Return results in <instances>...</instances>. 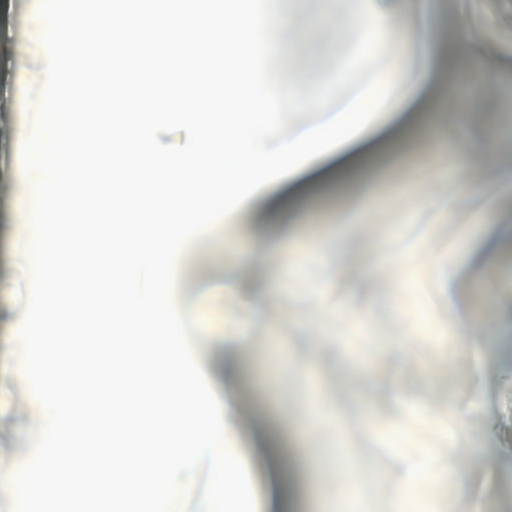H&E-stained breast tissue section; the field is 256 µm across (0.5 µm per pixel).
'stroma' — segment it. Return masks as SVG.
Here are the masks:
<instances>
[{
    "label": "stroma",
    "instance_id": "1",
    "mask_svg": "<svg viewBox=\"0 0 512 512\" xmlns=\"http://www.w3.org/2000/svg\"><path fill=\"white\" fill-rule=\"evenodd\" d=\"M362 9L336 0H253L275 43L257 55L251 83L268 114L245 131L267 149L317 125V106L335 96L332 78L353 73L345 95L374 75L421 73L438 49L457 84L455 107L435 83L420 107L389 123L365 154L321 169L285 201L291 238L271 235L261 209L225 210L223 232L186 245L174 291L191 322L196 355L224 362L237 343L241 424L234 447L250 450L238 487L255 506L281 456L283 512H512V240L493 263L471 256L483 226L512 225V0H388L394 30L377 43ZM41 21L28 0H0V512L44 415L24 375L19 327L29 274L21 210L20 150L27 113L46 82ZM419 42H408L411 31ZM466 33L482 59L457 56ZM498 68L495 84L484 70ZM492 133V161L458 155L456 141ZM460 272L449 276V263ZM257 284L268 293L249 290ZM365 312L349 322V312ZM309 366L305 377L293 365ZM483 409H471L477 390ZM462 445L448 451V433ZM426 481L408 489L412 471ZM214 473L183 478L175 512H211Z\"/></svg>",
    "mask_w": 512,
    "mask_h": 512
}]
</instances>
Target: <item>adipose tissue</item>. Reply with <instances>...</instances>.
Returning a JSON list of instances; mask_svg holds the SVG:
<instances>
[{
	"label": "adipose tissue",
	"mask_w": 512,
	"mask_h": 512,
	"mask_svg": "<svg viewBox=\"0 0 512 512\" xmlns=\"http://www.w3.org/2000/svg\"><path fill=\"white\" fill-rule=\"evenodd\" d=\"M228 7L232 16L228 22L207 12L190 18L191 24L212 31L217 41L227 42L233 49L235 68L225 80L222 100L185 101V109L194 115V143L184 154H165L151 142L142 146L143 155L150 157L156 168L176 166L181 172L179 183L162 181L154 187L156 194L169 199L167 208L155 218L164 225L165 234L137 237L130 247L131 253L160 268L181 248L183 226L215 216L221 208L245 209L260 201L276 205L285 186L302 179L321 162L358 148L375 131V114L402 112L424 83L420 77L401 76L402 93L389 98L383 95L381 82H372L348 101L334 106L323 103L326 118L318 126L296 132L269 151L251 150L244 141L230 138L226 125L233 122L245 128L255 120L254 108L243 107L242 102L259 98L249 85L257 19L251 0H229ZM213 112L223 113V124L210 122ZM119 294L132 321L139 323L160 353L155 400L164 403L173 395L179 405L168 411L162 446L154 450L152 462L135 464L120 482L103 488L113 512H124L132 497H147L157 507H164L167 499L178 495L181 473L201 465L210 468L221 484L239 478L247 466L246 454L224 445L225 437L233 436L235 430L237 364L232 353H225L223 368L214 370L192 358L176 303L149 305L128 288L120 289Z\"/></svg>",
	"instance_id": "ef3b65f1"
}]
</instances>
